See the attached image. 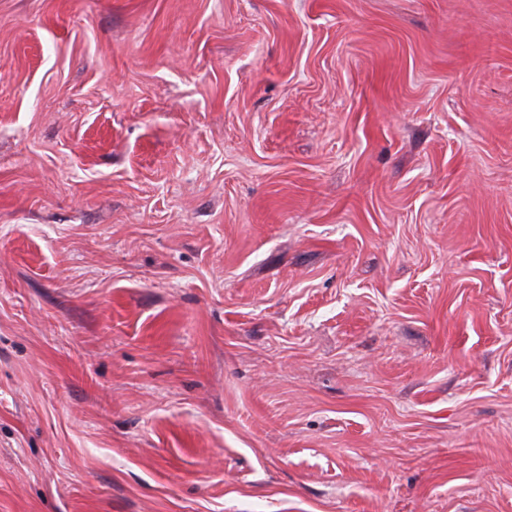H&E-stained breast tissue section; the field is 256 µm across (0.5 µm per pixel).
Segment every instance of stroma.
<instances>
[{
	"label": "stroma",
	"instance_id": "obj_1",
	"mask_svg": "<svg viewBox=\"0 0 512 512\" xmlns=\"http://www.w3.org/2000/svg\"><path fill=\"white\" fill-rule=\"evenodd\" d=\"M0 512H512V0H0Z\"/></svg>",
	"mask_w": 512,
	"mask_h": 512
}]
</instances>
